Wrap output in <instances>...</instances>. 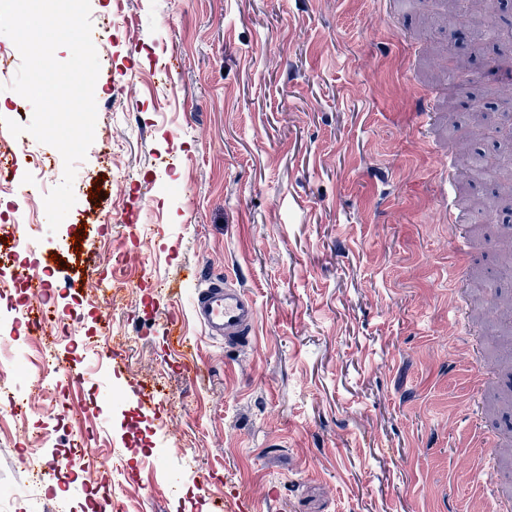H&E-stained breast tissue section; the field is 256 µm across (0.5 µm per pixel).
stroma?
<instances>
[{
  "label": "stroma",
  "mask_w": 512,
  "mask_h": 512,
  "mask_svg": "<svg viewBox=\"0 0 512 512\" xmlns=\"http://www.w3.org/2000/svg\"><path fill=\"white\" fill-rule=\"evenodd\" d=\"M90 0L101 41L95 139L76 166V203L16 252L7 225L40 213L38 174L64 163L32 135L0 136L15 158L0 193V255L52 289V324L22 315L21 279L0 294V337L29 366L30 408L0 395V512H82L89 491L124 477L139 512H475L479 449L448 427L471 378L506 386L484 326L448 325L449 239L434 171L447 122L412 127L433 90L466 123L483 104L490 131L473 148L501 160L499 100L485 66L512 53L504 0L457 91L448 50L464 48L430 0L391 24L377 0ZM463 266L462 296H512L494 218ZM57 262L44 255L53 240ZM126 253L127 288L110 253ZM200 281L183 277L185 268ZM479 269L483 282L470 273ZM228 279L255 302L249 344L225 348L192 317L201 282ZM179 319L201 371L164 336ZM112 333L103 335L101 319ZM120 338L122 362L105 352ZM67 357L84 383L63 387L43 357ZM154 388L152 405L139 394ZM98 448L95 466L40 476L34 458Z\"/></svg>",
  "instance_id": "35a3bbf8"
}]
</instances>
